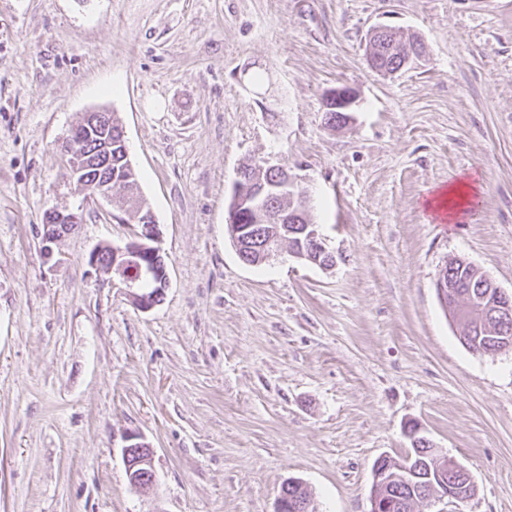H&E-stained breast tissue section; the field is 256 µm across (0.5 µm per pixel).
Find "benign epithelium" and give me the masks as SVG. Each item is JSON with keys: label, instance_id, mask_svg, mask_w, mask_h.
Here are the masks:
<instances>
[{"label": "benign epithelium", "instance_id": "benign-epithelium-1", "mask_svg": "<svg viewBox=\"0 0 512 512\" xmlns=\"http://www.w3.org/2000/svg\"><path fill=\"white\" fill-rule=\"evenodd\" d=\"M388 30L386 25L374 26L366 40V55L371 69L384 76H395L406 68L416 64L421 56L407 48L408 54L395 60L389 67L379 66V57L382 51L379 37ZM355 103V92L348 88L331 89L325 94V107L336 111V119L330 123L342 128L352 120V105ZM87 133L105 130L97 136L98 151L102 156L110 157L112 154V113L105 111L90 112L83 122ZM59 151L69 176L76 180L87 190V197L98 202L112 201V181L86 182L85 172L88 163L77 150V143L71 137L61 142ZM295 176L288 167L282 164L264 162L255 165V171L250 178V193L242 192L240 180H234L231 188V199L228 210L227 232L239 259L246 265L256 266L268 263L281 253V244L285 241L280 225L291 223L295 228L290 230L293 235H302L305 241L311 243V248L319 255L330 254L326 239L316 224H306L298 229L301 217L299 212H283L279 218V226L269 232L260 259L254 261L246 255L244 247L249 241L250 226H240L238 217L246 207H258L276 189L288 194L294 187ZM84 207L75 210L51 208L48 213L56 224L54 231L44 228L42 235L43 250L46 256L53 255V244L72 234L78 224L83 222ZM159 231L155 224H142L133 238L122 246L112 247V262L108 265L100 261L99 250H94L88 259L90 267L107 276V282L125 290L131 302L141 310H149L159 302L165 288L168 287L167 266L158 265V250L148 245V242L158 241ZM446 267H441L436 279V291L441 305L452 322L457 323L466 318L477 321H492L506 327L512 324V294L504 292L492 280L480 284V287L489 286L495 289L496 304L481 310L459 308L448 304V289L446 285ZM414 447L422 445L427 450L418 452V457L407 456L404 463L392 467L389 457L379 458L373 467V484L369 497L368 512H397L401 507L400 491L411 493L406 502L416 500L430 502L434 499H448L450 502H463L464 494L460 493L462 484L475 486L474 480L467 469L456 460L441 456L437 453L434 444L428 438L419 435V431L412 428L408 431ZM130 444L123 448V463L129 483L137 488L144 489L155 481L154 450L142 441L140 437H129ZM304 488L302 481L290 479L283 485V490L276 500L275 512H309L313 503L299 495Z\"/></svg>", "mask_w": 512, "mask_h": 512}]
</instances>
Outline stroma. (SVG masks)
Segmentation results:
<instances>
[{
	"instance_id": "stroma-1",
	"label": "stroma",
	"mask_w": 512,
	"mask_h": 512,
	"mask_svg": "<svg viewBox=\"0 0 512 512\" xmlns=\"http://www.w3.org/2000/svg\"><path fill=\"white\" fill-rule=\"evenodd\" d=\"M380 23L425 58L371 70ZM92 110L120 117L160 231L169 285L147 311L88 264L136 230L61 160ZM259 158L296 174L332 267L239 260L231 187ZM460 179L476 211L436 219ZM82 203L46 256L45 210ZM451 257L512 293V0H0V512H274L291 478L317 512H367L412 423L476 483L415 512H512V350L460 344L435 287ZM389 28L390 27L386 25H376L370 30L366 40V55L368 58L369 65L373 71L384 76L393 77L401 73L406 68L416 64V62L422 58L423 54H413L412 48L410 46H407L408 54L406 56H401V58H397L393 65L389 67H380L379 57L382 48L380 47L379 37ZM325 112L336 111V129L346 126L352 120V105L355 103V92L348 88L331 89L325 94ZM331 110H329V109ZM128 441L131 443L123 448V463L129 483L137 489L148 488L155 481L154 450L139 436L132 435Z\"/></svg>"
}]
</instances>
